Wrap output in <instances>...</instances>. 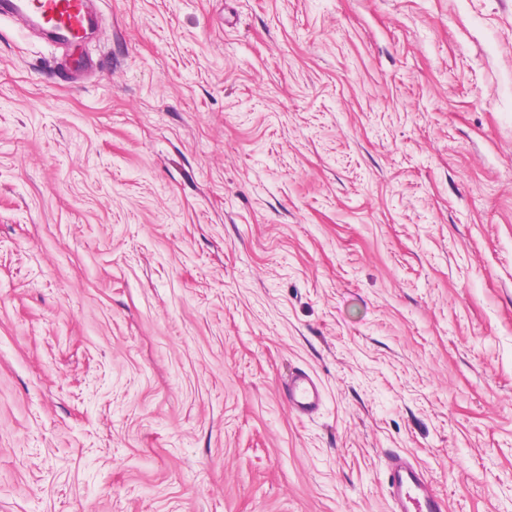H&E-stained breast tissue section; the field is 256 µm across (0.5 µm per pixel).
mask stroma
Here are the masks:
<instances>
[{
  "instance_id": "35a3bbf8",
  "label": "stroma",
  "mask_w": 512,
  "mask_h": 512,
  "mask_svg": "<svg viewBox=\"0 0 512 512\" xmlns=\"http://www.w3.org/2000/svg\"><path fill=\"white\" fill-rule=\"evenodd\" d=\"M95 6L0 16V512H512V0ZM11 11L33 15L51 27H67L78 40L86 11L85 0H15L1 4V14ZM288 406L300 416L310 417L321 406V395L313 379L302 370L296 371L284 388ZM388 495L395 512H445V501L435 495L423 474L396 458L387 472Z\"/></svg>"
}]
</instances>
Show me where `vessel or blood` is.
Returning <instances> with one entry per match:
<instances>
[{
	"mask_svg": "<svg viewBox=\"0 0 512 512\" xmlns=\"http://www.w3.org/2000/svg\"><path fill=\"white\" fill-rule=\"evenodd\" d=\"M0 10L35 16L46 25L65 27L72 38H79L86 11V0H6ZM289 407L309 417L321 406V395L313 379L296 371L284 388ZM388 495L394 512H446L442 498L435 495L423 474L415 467L392 461L387 472Z\"/></svg>",
	"mask_w": 512,
	"mask_h": 512,
	"instance_id": "obj_1",
	"label": "vessel or blood"
}]
</instances>
